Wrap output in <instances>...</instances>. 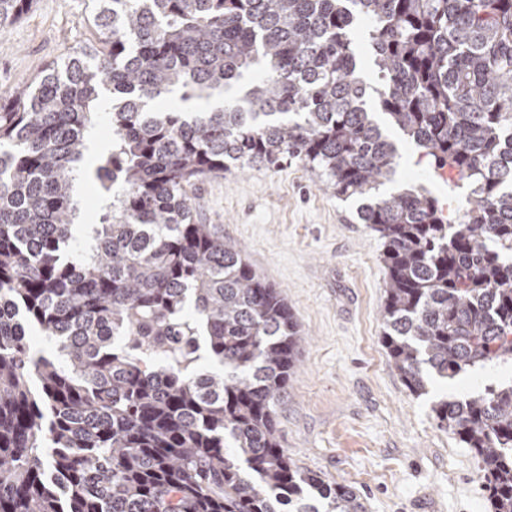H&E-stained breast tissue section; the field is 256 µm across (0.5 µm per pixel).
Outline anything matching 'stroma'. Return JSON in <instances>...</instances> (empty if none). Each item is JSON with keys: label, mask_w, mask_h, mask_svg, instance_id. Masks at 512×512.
Here are the masks:
<instances>
[{"label": "stroma", "mask_w": 512, "mask_h": 512, "mask_svg": "<svg viewBox=\"0 0 512 512\" xmlns=\"http://www.w3.org/2000/svg\"><path fill=\"white\" fill-rule=\"evenodd\" d=\"M87 0H34L0 27V92L30 82L73 48L99 44ZM400 166L384 193L425 186L462 204L466 189L419 162L399 139ZM207 224L224 227L253 270L278 288L306 342L278 407V433L305 471L351 488L366 512H491L470 449L438 428L433 401L512 385V364H492L410 392L382 341L388 280L384 244L359 223L355 199L336 196L300 161L253 164L197 182Z\"/></svg>", "instance_id": "obj_1"}]
</instances>
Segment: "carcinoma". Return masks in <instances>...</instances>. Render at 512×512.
<instances>
[{
	"label": "carcinoma",
	"mask_w": 512,
	"mask_h": 512,
	"mask_svg": "<svg viewBox=\"0 0 512 512\" xmlns=\"http://www.w3.org/2000/svg\"><path fill=\"white\" fill-rule=\"evenodd\" d=\"M91 2L103 47L0 98V512H364L281 448L303 331L192 189L304 162L384 240L383 342L412 393L512 362V0ZM30 6L0 0V27ZM246 74L221 107L159 108ZM371 97L435 173L467 181L459 220L424 187L379 194L398 152ZM106 108L83 232L74 181ZM432 411L478 459L492 512H512V385Z\"/></svg>",
	"instance_id": "obj_1"
}]
</instances>
